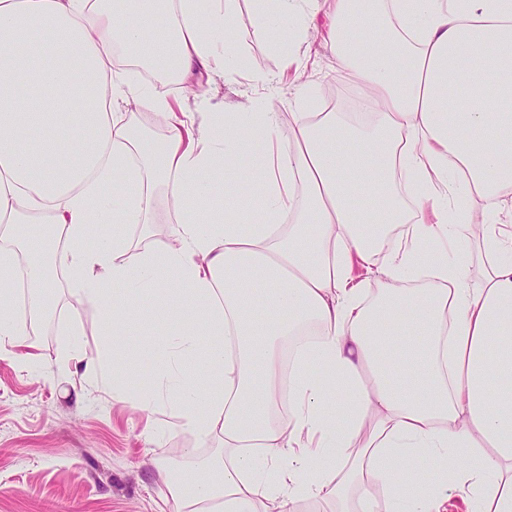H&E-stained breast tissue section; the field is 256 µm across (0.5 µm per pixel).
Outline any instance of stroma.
Wrapping results in <instances>:
<instances>
[{
  "label": "stroma",
  "mask_w": 512,
  "mask_h": 512,
  "mask_svg": "<svg viewBox=\"0 0 512 512\" xmlns=\"http://www.w3.org/2000/svg\"><path fill=\"white\" fill-rule=\"evenodd\" d=\"M256 9L255 0H242L236 18L237 54L249 60L251 71L213 75L203 100L177 84L170 96L182 98L189 112L204 111L209 103L243 110L260 102L288 112L305 90L318 111L332 106L349 112L351 85L323 40L325 12L304 29L298 59L286 69L256 36ZM164 335L158 329L135 337L139 354L132 370L114 363V373H127L130 390L151 385L153 348ZM37 341L41 360L35 364L0 351V512H175V505L162 501L164 463L176 458L193 471L219 451L220 439L204 441L190 430L171 428L167 411L148 415L115 402L111 382L92 386L76 364L61 367L67 352L107 361L113 356L103 314L88 309L72 319L66 288H58L49 333Z\"/></svg>",
  "instance_id": "stroma-1"
}]
</instances>
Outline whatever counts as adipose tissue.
Returning <instances> with one entry per match:
<instances>
[{
    "instance_id": "1",
    "label": "adipose tissue",
    "mask_w": 512,
    "mask_h": 512,
    "mask_svg": "<svg viewBox=\"0 0 512 512\" xmlns=\"http://www.w3.org/2000/svg\"><path fill=\"white\" fill-rule=\"evenodd\" d=\"M297 2L256 14L286 60L301 31L278 21ZM238 8L0 0V348L34 358L12 303L22 287L39 310L59 273L72 316L102 312L113 335L170 324L152 388L117 378L112 398L223 435L196 474L166 470L197 512H446L453 490L473 512H512V0H331L326 40L363 94L351 115L303 95L288 114H194L112 67L122 49L190 92L241 71ZM127 99L160 142L115 112ZM256 137L271 153L239 168ZM161 199L168 240L132 245ZM256 199L261 219L243 223ZM427 241L462 250L432 257ZM358 266L381 273L373 299ZM428 460L430 477L405 478Z\"/></svg>"
}]
</instances>
